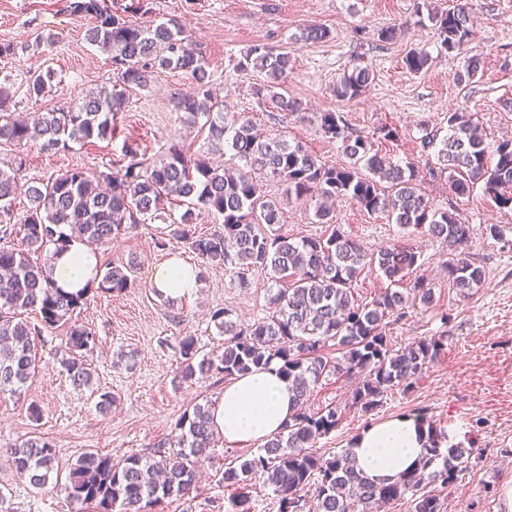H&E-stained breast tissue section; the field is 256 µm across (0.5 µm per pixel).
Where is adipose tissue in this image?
Listing matches in <instances>:
<instances>
[{
    "mask_svg": "<svg viewBox=\"0 0 512 512\" xmlns=\"http://www.w3.org/2000/svg\"><path fill=\"white\" fill-rule=\"evenodd\" d=\"M97 263L91 246L70 241L52 260L53 280L68 291L86 287L96 276ZM150 285L169 298L188 297L199 287V272L173 256L154 270ZM294 410L293 387L274 363L225 386L211 407L214 433L228 444L264 442L291 422ZM427 437L426 421L404 414L361 429L350 452L369 479H393L418 466Z\"/></svg>",
    "mask_w": 512,
    "mask_h": 512,
    "instance_id": "1",
    "label": "adipose tissue"
}]
</instances>
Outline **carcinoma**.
Here are the masks:
<instances>
[{
  "mask_svg": "<svg viewBox=\"0 0 512 512\" xmlns=\"http://www.w3.org/2000/svg\"><path fill=\"white\" fill-rule=\"evenodd\" d=\"M72 11L91 15L96 25L87 31V41L108 55L114 83L121 90L103 86L95 92L56 109L40 112L31 122L10 111L11 95L0 82V144L17 149L0 166V398L20 397L28 380L42 365L40 350L44 333L68 325L65 351L58 359L71 384L92 385L93 374L85 352L96 345V336L73 320L74 313L93 292L119 294L129 286L128 275L110 263L97 266V281L78 292L56 288L52 259L72 239L106 244L138 224L163 218L174 208L185 211L174 225L171 237L187 245L203 263L229 268L239 284H250L249 274L260 271L278 285L270 289L268 315L244 323L232 311L218 308L210 315L217 335L224 337L221 349L201 352L198 339L185 336L180 342L177 376L193 384L217 376L234 380L274 362L296 393V415L287 432L266 441L260 453L239 465L224 468V487L234 489L224 499V512H249L247 486L255 479L270 486L278 499V512H379L391 501L413 496L415 512H441L439 498L426 491L434 485L454 486L465 468L471 448L448 444L449 435L433 424L430 448L419 471L387 484H374L356 471L349 449L332 456L314 450L317 440L329 434L342 419V410L332 404L310 411L308 401L320 382L330 376L357 374L351 405L368 413L381 405L395 387L412 380L433 362L442 347L434 337H421L401 350L390 346L387 320L402 318L406 309L433 304L434 292L423 278L415 280L411 294L391 289L359 305L352 283L365 266H375L392 282H400L418 266L412 247L394 243L368 251L339 228L329 235L299 241L281 231V201L263 191L269 181L286 186L288 197L315 202L321 224L335 223L331 203L346 198L370 213H385L403 229H420L446 247L448 284L461 295L480 287L483 266L465 252L473 229L458 222L454 212L435 209L420 192L414 171L387 160L375 149L381 139L397 138L394 127L382 126L370 134L348 131L343 116L323 112L318 123L322 135L336 141L346 163L328 164L299 143L272 136L262 137L247 113L224 116L207 82L206 59L199 45L170 19L157 25H140L129 19L135 7L104 6V0H72ZM441 38V46L454 52L470 36L468 0L428 14ZM292 56L265 44L253 45L237 62V69H253L267 77L254 94L277 111L292 115L295 101L279 92L291 69ZM429 63L425 51L405 58L407 68L419 73ZM189 73L196 82L193 93L178 101L183 120L194 124L206 118L208 150L232 151V165L214 164L202 154L173 148L152 162L123 148L126 163L108 164L91 171L73 166L27 187L31 204L21 224L11 222L13 202L26 170L22 148L39 144L44 151H68L72 145L92 140H112L114 118L123 111L126 93L147 90L157 68ZM26 99L39 100L55 78L46 71H21ZM370 83V72L354 67L334 88L337 97H358ZM448 137L438 151V168L432 177L448 174L450 189L458 198H468L477 184L498 206H512V141L486 142L473 114L466 108L448 113ZM204 209L221 216L207 234H196L195 211ZM40 314L41 323L26 319ZM341 356L324 353L328 344ZM212 401L196 403L175 424L176 433L157 442L148 454L131 453L115 464L112 457L85 451L71 463L65 482L55 487L65 493L81 512H159L167 500L187 499L196 491L201 458L218 439L214 437ZM19 478L35 489L45 488L58 473L56 448L48 439L32 433L9 448ZM315 487L312 498L303 490Z\"/></svg>",
  "mask_w": 512,
  "mask_h": 512,
  "instance_id": "obj_1",
  "label": "carcinoma"
}]
</instances>
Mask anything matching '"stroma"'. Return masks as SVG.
I'll return each instance as SVG.
<instances>
[{
  "label": "stroma",
  "instance_id": "35a3bbf8",
  "mask_svg": "<svg viewBox=\"0 0 512 512\" xmlns=\"http://www.w3.org/2000/svg\"><path fill=\"white\" fill-rule=\"evenodd\" d=\"M71 0H0V43L17 47L13 58L0 59V72L14 74L26 67L51 68L49 93L39 101L26 100L24 89H10L21 112H44L78 96L111 85L112 65L105 53L86 40L91 17L72 12ZM149 13L137 23L177 19L198 40L206 54L210 86L228 114L249 112L264 133L302 142L320 160L342 163L336 144L322 138L318 113L338 112L350 132L369 133L381 126L397 128L395 140L379 148L391 162L413 165L420 172V191L441 209H455L473 234L466 252L485 270L480 288L462 296L448 284L445 268L450 256L430 236L406 233L386 215L371 214L348 200H338L335 220L346 234L370 250L404 242L419 255L417 274L434 291L432 308L413 311L392 322L386 332L394 349L415 339L435 336L443 346L428 369L409 388L387 393L381 406L364 413L351 408L353 378H331L315 388L309 405L317 409L336 404L343 409L338 426L321 437L319 452L334 454L350 445L361 429L403 414L417 413L448 432L453 442L472 449L455 485L440 491L441 512H501L499 493L512 480V209L498 207L482 188L458 198L447 178H430L435 149L425 147L422 125L444 126L448 112L466 108L488 142L512 140V0H469L472 33L462 53L442 48L428 21L429 7L447 8L448 0H148ZM316 25L329 35L319 42L298 41L301 29ZM393 30L390 40L381 39ZM53 35L45 52L32 48L36 35ZM281 46L292 55V69L284 85L286 96L298 101L296 114L277 118L269 105L258 103L252 90L265 83L264 74L240 72L235 64L256 44ZM431 57L426 72L413 74L405 65L409 51ZM482 59V69L470 83L458 84L457 74L470 56ZM369 68L372 82L352 100L335 96L333 89L344 72ZM190 74L156 69L149 90L129 97L117 117L112 141H93L55 154L37 145L26 150L28 184L35 185L73 164L99 168L120 159L123 147L153 160L179 144L191 152L207 151L206 135L189 128L175 107L177 98L191 92ZM270 190L282 198V230L295 239L326 233L315 216L313 201L285 199L283 186ZM499 225L503 239L490 237L487 225ZM156 224H140L97 249L100 263H129L130 286L119 295L91 297L78 323L95 334L97 345L87 360L94 387L78 391L59 364L48 363L28 381L21 398L0 399V492L12 512H75L64 493L32 488L18 478L8 447L38 430L56 447L60 468L93 449L122 460L130 453L150 451L170 434L185 409L202 397H218L223 383L209 378L194 384L175 377L182 337L196 336L205 349L220 338L210 321L213 310L226 307L244 322L264 316L273 283L268 274L255 273L250 287H240L229 269L203 268L195 296L166 305L151 289L150 276L162 261L178 255L198 264L196 254L176 241L159 249ZM116 401L110 412L96 406L98 393ZM39 405L41 418L31 422L29 405ZM257 444L227 448L217 443L202 466L203 477L193 501L166 502L164 512H218L228 492L221 481L228 455L249 458Z\"/></svg>",
  "mask_w": 512,
  "mask_h": 512
}]
</instances>
